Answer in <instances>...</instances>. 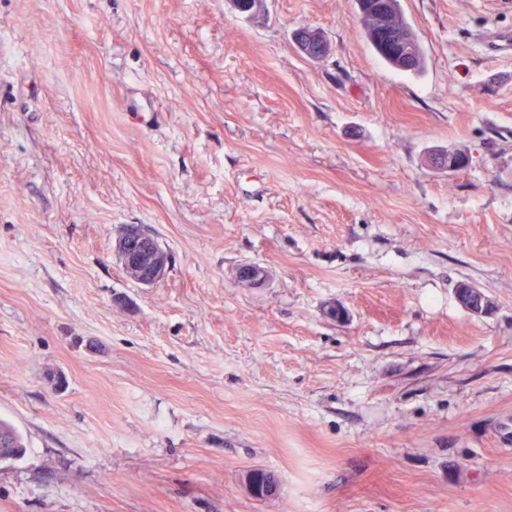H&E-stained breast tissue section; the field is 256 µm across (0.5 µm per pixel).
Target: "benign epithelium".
<instances>
[{"mask_svg":"<svg viewBox=\"0 0 512 512\" xmlns=\"http://www.w3.org/2000/svg\"><path fill=\"white\" fill-rule=\"evenodd\" d=\"M392 0H382V3L371 7L364 0L357 3L360 19L373 21L387 9ZM297 49L310 58H322L327 54L324 49L326 39L317 29L304 27L301 35L293 37ZM385 50L392 56H408L414 45L397 35H385L383 39ZM435 166L448 172L465 169L470 164L467 155H458L452 151H440L434 158ZM116 255L122 268L130 280L144 285L153 286L162 281L169 268V255L160 243L146 230L138 225L128 226L126 232L115 245ZM460 304L471 314L481 315L489 308L486 295L479 289L461 284L456 289ZM277 477L265 470H255L247 476V488L250 494L259 499H266L278 491Z\"/></svg>","mask_w":512,"mask_h":512,"instance_id":"benign-epithelium-1","label":"benign epithelium"}]
</instances>
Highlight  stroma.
Here are the masks:
<instances>
[{
	"label": "stroma",
	"instance_id": "35a3bbf8",
	"mask_svg": "<svg viewBox=\"0 0 512 512\" xmlns=\"http://www.w3.org/2000/svg\"><path fill=\"white\" fill-rule=\"evenodd\" d=\"M400 8L417 75L356 0H0V512H512V0ZM302 29V30H301ZM301 36H294L293 40L297 49L310 58H322L327 54V50L323 46L327 43L324 35L317 29L302 27ZM365 37L368 43L371 45L376 54L391 68L404 73L419 74L423 71L425 65V59L422 49L419 51L418 59L411 65L409 69L402 67L398 61L393 59L392 56H398L402 54V57H407L410 52L413 51L415 45L408 41H404L397 35L385 34L383 39V45L385 50L390 54L385 53L379 46L375 29L365 30ZM116 255L127 276L144 286L162 281L169 268V255L160 243L138 225L128 226L115 245ZM456 295L460 304L471 314L482 315L490 307L486 295L469 284H460ZM0 437L1 440L7 438L11 442V448L6 447L5 441L0 440L1 448V458L6 460H16L23 455L24 452V442L23 437L19 434V432L10 424L4 421H0ZM279 487L277 477L265 470H255L247 476V488L250 494L259 499L274 496Z\"/></svg>",
	"mask_w": 512,
	"mask_h": 512
}]
</instances>
